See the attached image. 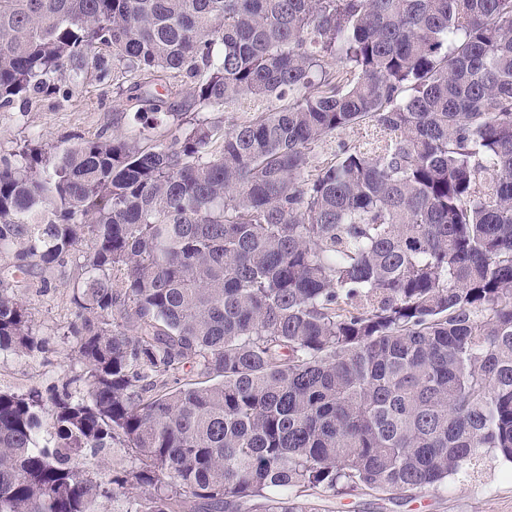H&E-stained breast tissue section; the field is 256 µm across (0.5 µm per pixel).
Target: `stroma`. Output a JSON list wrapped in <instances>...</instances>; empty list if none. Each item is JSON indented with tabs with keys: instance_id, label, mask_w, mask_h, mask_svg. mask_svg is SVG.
<instances>
[{
	"instance_id": "stroma-1",
	"label": "stroma",
	"mask_w": 512,
	"mask_h": 512,
	"mask_svg": "<svg viewBox=\"0 0 512 512\" xmlns=\"http://www.w3.org/2000/svg\"><path fill=\"white\" fill-rule=\"evenodd\" d=\"M134 125L132 109L112 81L90 75L68 98L19 99L0 111V154L15 152L29 140L63 145L79 135H124ZM13 289L28 302L45 349L33 356L0 354V390L21 394L35 389L46 398L62 393L82 371L69 333L78 313L71 277L61 269H35ZM325 504L327 512H512V464L488 452L447 483L405 493L397 501L358 491L327 497Z\"/></svg>"
}]
</instances>
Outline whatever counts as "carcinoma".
<instances>
[{
    "label": "carcinoma",
    "instance_id": "obj_1",
    "mask_svg": "<svg viewBox=\"0 0 512 512\" xmlns=\"http://www.w3.org/2000/svg\"><path fill=\"white\" fill-rule=\"evenodd\" d=\"M89 72L281 105L0 159V276L74 266L83 366L0 390V512H321L512 463V0H0V109ZM43 350L0 287V353ZM365 135L364 130H347L344 132H338L335 135L328 137L319 149L318 161L330 157L331 154L337 149L340 141L354 142L357 140H363L362 136Z\"/></svg>",
    "mask_w": 512,
    "mask_h": 512
}]
</instances>
